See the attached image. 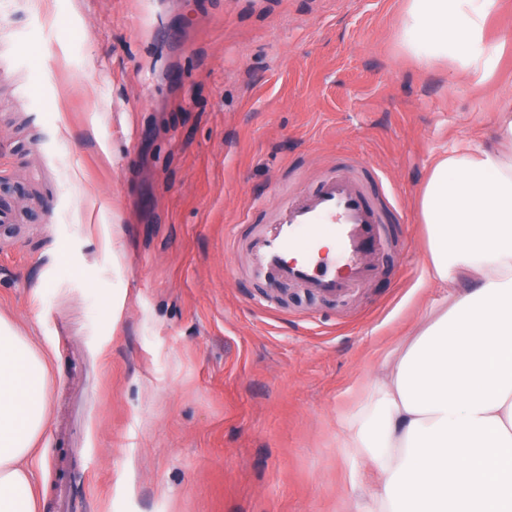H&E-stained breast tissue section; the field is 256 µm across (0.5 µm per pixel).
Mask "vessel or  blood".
<instances>
[{"instance_id":"1","label":"vessel or blood","mask_w":512,"mask_h":512,"mask_svg":"<svg viewBox=\"0 0 512 512\" xmlns=\"http://www.w3.org/2000/svg\"><path fill=\"white\" fill-rule=\"evenodd\" d=\"M380 220L354 178L329 179L303 200L281 198L274 222L260 227L250 242L252 269L318 294H344L369 273L366 228ZM325 238L335 241L337 255L319 249Z\"/></svg>"}]
</instances>
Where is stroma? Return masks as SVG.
I'll return each instance as SVG.
<instances>
[{
  "instance_id": "1",
  "label": "stroma",
  "mask_w": 512,
  "mask_h": 512,
  "mask_svg": "<svg viewBox=\"0 0 512 512\" xmlns=\"http://www.w3.org/2000/svg\"><path fill=\"white\" fill-rule=\"evenodd\" d=\"M403 0H0V314L59 366L44 512H363L342 428L451 302L418 199L494 142L512 0L479 84L421 68ZM363 182L371 272L326 297L257 278L287 194Z\"/></svg>"
}]
</instances>
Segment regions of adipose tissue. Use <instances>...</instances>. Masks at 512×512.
<instances>
[{
  "instance_id": "adipose-tissue-1",
  "label": "adipose tissue",
  "mask_w": 512,
  "mask_h": 512,
  "mask_svg": "<svg viewBox=\"0 0 512 512\" xmlns=\"http://www.w3.org/2000/svg\"><path fill=\"white\" fill-rule=\"evenodd\" d=\"M498 0H406L402 40L422 67L491 78ZM496 144L440 158L421 198L430 277L452 303L415 337L368 415L343 428L347 453L378 466L375 512H512V105ZM54 356L0 316V512H42L29 466L49 424Z\"/></svg>"
}]
</instances>
